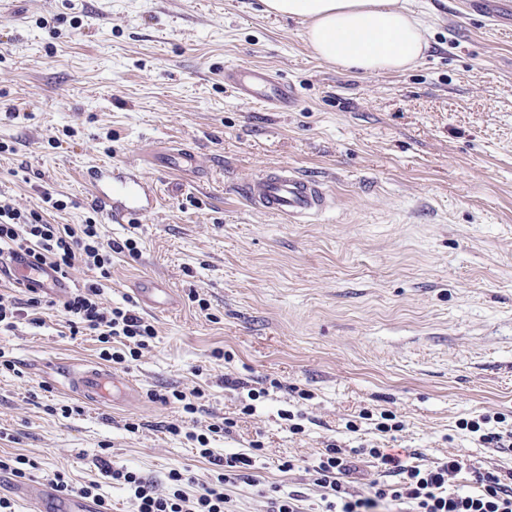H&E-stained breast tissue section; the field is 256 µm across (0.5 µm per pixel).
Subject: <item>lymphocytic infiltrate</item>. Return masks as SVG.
Masks as SVG:
<instances>
[{
	"label": "lymphocytic infiltrate",
	"instance_id": "1",
	"mask_svg": "<svg viewBox=\"0 0 512 512\" xmlns=\"http://www.w3.org/2000/svg\"><path fill=\"white\" fill-rule=\"evenodd\" d=\"M112 251V245L102 242L94 217L81 224H52L44 211L0 199V255L27 254L50 265L65 280L77 265L93 270V278L69 289L59 307L68 318L71 333L97 337L103 345L101 359L120 364L126 358H137L155 338L156 328L127 307L104 303ZM234 425V420L227 418L197 434L200 454L213 459L216 477L195 493L185 491L188 479L176 469L170 471L169 483L162 489L125 468L112 470L109 476L113 484L131 492L135 512H225V485L251 483L255 464L250 454L229 453L217 459L209 449V435L230 432ZM368 454L379 477L370 481L368 494L360 498L353 497L348 486L349 477L360 471L355 452L343 451L331 442L317 461L307 466L313 484L325 489L328 496L325 512H372L378 504L389 502L410 504L413 512H512V481L504 476L479 474V489L473 493L454 489L455 479L467 467L464 457L455 455L423 468L391 448L372 447Z\"/></svg>",
	"mask_w": 512,
	"mask_h": 512
}]
</instances>
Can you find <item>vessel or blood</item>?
<instances>
[{
    "instance_id": "vessel-or-blood-1",
    "label": "vessel or blood",
    "mask_w": 512,
    "mask_h": 512,
    "mask_svg": "<svg viewBox=\"0 0 512 512\" xmlns=\"http://www.w3.org/2000/svg\"><path fill=\"white\" fill-rule=\"evenodd\" d=\"M224 81L239 95L280 110L293 107L296 98L292 89L264 70L231 66L224 70ZM156 164L177 174L197 172V153L183 147L159 153ZM85 178L89 185L91 204L105 211L115 222L140 215L144 199L155 196L153 186L138 180L121 166L100 162L88 166ZM249 203L264 213L305 224L327 210L330 193L322 182L293 167L281 166L267 170L244 187ZM24 288H55L59 282L54 272L25 255L13 256L8 264L0 263V273ZM72 391L97 404H124L134 401L136 391L124 377L95 365H87L68 379ZM22 503L31 512H103L76 496L57 494L39 484L19 488Z\"/></svg>"
}]
</instances>
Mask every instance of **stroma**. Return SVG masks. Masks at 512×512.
<instances>
[{
    "label": "stroma",
    "mask_w": 512,
    "mask_h": 512,
    "mask_svg": "<svg viewBox=\"0 0 512 512\" xmlns=\"http://www.w3.org/2000/svg\"><path fill=\"white\" fill-rule=\"evenodd\" d=\"M408 3L430 27L425 57L366 75L316 58L303 23L262 0H0V194L35 210L52 194L68 207L50 223L80 224L90 162L124 164L159 189L132 223L98 215L104 240L139 242L138 256L113 254L105 288L157 330L138 359L108 365L138 402L70 391L69 373L100 363L101 345L71 335L60 310L0 331L14 363L0 368V456L30 461L25 477L0 472L15 512L20 480L60 469L73 488L98 482L110 512L134 510L115 468L160 487L177 468L194 493L215 467L186 433L225 417L237 425L211 435L215 454L264 444L256 485L224 488L235 512H268L275 488L321 512L305 467L330 441L414 452L429 467L463 455L465 491L476 473H512V448L482 447L459 426L497 413L512 426V24L462 0ZM230 65L268 69L297 106L238 96L224 85ZM179 146L202 160L181 181L148 156ZM280 165L321 180L333 209L307 224L255 209L247 180ZM146 278L171 288L168 309L141 302ZM228 376L281 386L248 416ZM194 387L205 394L195 414L157 400ZM363 410L395 411L403 428L384 436ZM287 411L301 412L302 433ZM290 458L297 469L281 470Z\"/></svg>",
    "instance_id": "1"
}]
</instances>
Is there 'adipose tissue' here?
I'll return each mask as SVG.
<instances>
[{
  "instance_id": "ef3b65f1",
  "label": "adipose tissue",
  "mask_w": 512,
  "mask_h": 512,
  "mask_svg": "<svg viewBox=\"0 0 512 512\" xmlns=\"http://www.w3.org/2000/svg\"><path fill=\"white\" fill-rule=\"evenodd\" d=\"M266 12L305 22L326 64L365 74L404 72L429 48L428 29L405 0H262Z\"/></svg>"
}]
</instances>
